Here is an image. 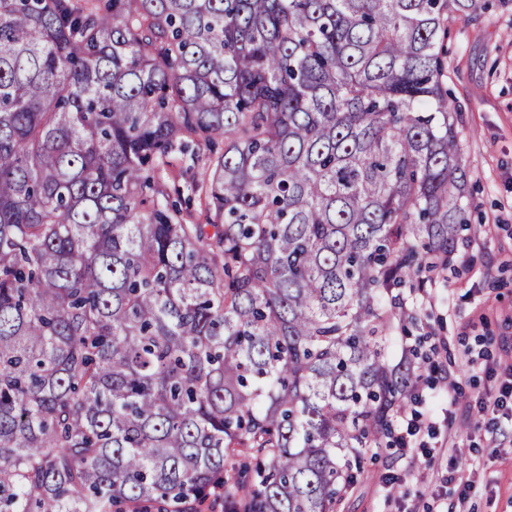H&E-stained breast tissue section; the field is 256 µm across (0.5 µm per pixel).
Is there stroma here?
<instances>
[{"mask_svg": "<svg viewBox=\"0 0 512 512\" xmlns=\"http://www.w3.org/2000/svg\"><path fill=\"white\" fill-rule=\"evenodd\" d=\"M483 2L479 17L448 23L447 88L460 114L469 228L430 299L407 282L419 320L391 352L397 360L419 345L437 361L410 404L422 413L451 383L462 401H476L494 385L488 368L512 363V0ZM477 419L452 406L435 432L421 430V447L367 449L343 512H512V435L488 446ZM449 437L454 447H445ZM457 472L469 477L468 494L451 481Z\"/></svg>", "mask_w": 512, "mask_h": 512, "instance_id": "35a3bbf8", "label": "stroma"}]
</instances>
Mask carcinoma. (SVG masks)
Returning <instances> with one entry per match:
<instances>
[{
	"label": "carcinoma",
	"mask_w": 512,
	"mask_h": 512,
	"mask_svg": "<svg viewBox=\"0 0 512 512\" xmlns=\"http://www.w3.org/2000/svg\"><path fill=\"white\" fill-rule=\"evenodd\" d=\"M481 11L0 0V512H341L419 389L396 290L468 224L444 40ZM176 184L180 185V193H172V200L175 201L178 208L182 209L184 214L190 215L192 221L205 223L206 212L204 206H201L198 196L192 193L188 184H185L183 180Z\"/></svg>",
	"instance_id": "carcinoma-1"
}]
</instances>
